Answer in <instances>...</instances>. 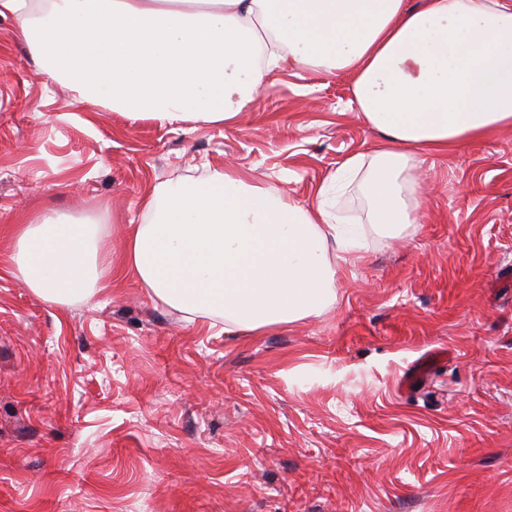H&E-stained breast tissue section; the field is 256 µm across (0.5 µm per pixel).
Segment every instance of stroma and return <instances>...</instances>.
Returning <instances> with one entry per match:
<instances>
[{"label": "stroma", "instance_id": "obj_1", "mask_svg": "<svg viewBox=\"0 0 512 512\" xmlns=\"http://www.w3.org/2000/svg\"><path fill=\"white\" fill-rule=\"evenodd\" d=\"M343 74L273 72L237 123L132 119L42 78L0 17V228L121 249L143 193L232 164L311 201L379 135ZM421 221L336 301L233 335L134 279L56 305L0 266V512H512V132L425 154Z\"/></svg>", "mask_w": 512, "mask_h": 512}]
</instances>
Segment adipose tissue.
<instances>
[{
	"mask_svg": "<svg viewBox=\"0 0 512 512\" xmlns=\"http://www.w3.org/2000/svg\"><path fill=\"white\" fill-rule=\"evenodd\" d=\"M0 0L18 21L40 74L133 119L234 123L282 63L352 79L353 103L383 137L342 165L362 183L369 227L336 223L326 189L299 203L205 166L201 177L155 185L145 223L125 248L95 222L51 211L19 217L0 265L53 304L135 277L187 321L227 333L289 325L336 300L341 263L366 230L401 238L417 223L418 155L512 130V0Z\"/></svg>",
	"mask_w": 512,
	"mask_h": 512,
	"instance_id": "adipose-tissue-1",
	"label": "adipose tissue"
}]
</instances>
